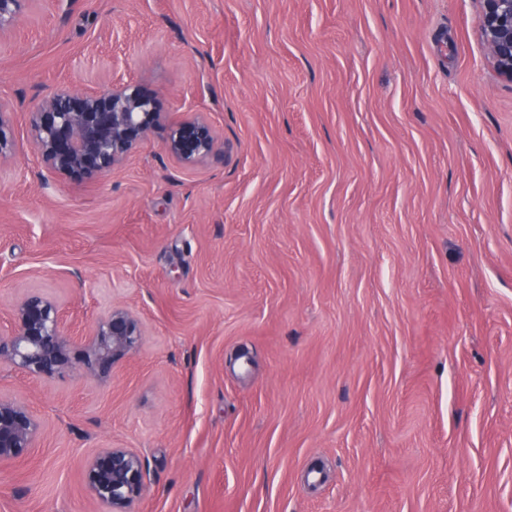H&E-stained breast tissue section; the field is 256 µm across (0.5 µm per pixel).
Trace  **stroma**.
I'll return each instance as SVG.
<instances>
[{"instance_id":"stroma-1","label":"stroma","mask_w":512,"mask_h":512,"mask_svg":"<svg viewBox=\"0 0 512 512\" xmlns=\"http://www.w3.org/2000/svg\"><path fill=\"white\" fill-rule=\"evenodd\" d=\"M479 28L477 0H36L0 42V331L38 288L144 337L104 383L0 364L44 425L0 512H98L107 445L147 464L132 512H512V81ZM114 78L223 156L182 168L160 127L48 172L30 112Z\"/></svg>"}]
</instances>
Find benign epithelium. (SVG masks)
I'll list each match as a JSON object with an SVG mask.
<instances>
[{
  "label": "benign epithelium",
  "mask_w": 512,
  "mask_h": 512,
  "mask_svg": "<svg viewBox=\"0 0 512 512\" xmlns=\"http://www.w3.org/2000/svg\"><path fill=\"white\" fill-rule=\"evenodd\" d=\"M33 0H0V38L27 15ZM480 36L495 72L512 81V0H478ZM9 105L0 100V158L15 152L5 132ZM163 121L157 95L142 84L117 80L104 92L57 89L31 112L34 148L51 173L91 181L121 165ZM165 152L190 169L221 152L213 126L193 118L168 126ZM60 305L41 291L26 293L13 310L9 333L0 332V362L30 377L49 380L70 369L100 381L138 350L143 328L128 310L115 307L80 336L66 333ZM43 433L26 401L0 396V463L27 457ZM83 481L105 512H131L146 489L147 466L137 452L105 446L83 469Z\"/></svg>",
  "instance_id": "benign-epithelium-1"
}]
</instances>
